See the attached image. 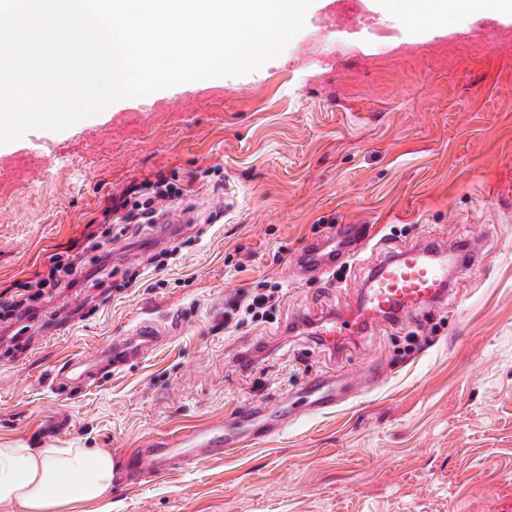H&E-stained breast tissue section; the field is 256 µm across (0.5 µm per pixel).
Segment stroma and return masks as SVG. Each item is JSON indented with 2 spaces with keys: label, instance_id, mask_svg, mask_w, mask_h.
Returning <instances> with one entry per match:
<instances>
[{
  "label": "stroma",
  "instance_id": "1",
  "mask_svg": "<svg viewBox=\"0 0 512 512\" xmlns=\"http://www.w3.org/2000/svg\"><path fill=\"white\" fill-rule=\"evenodd\" d=\"M394 40L297 34L241 77L115 102L62 133L0 145V290L42 270L146 179L184 188L173 222L113 234L109 277L43 304L19 344L0 332V443L99 448L116 463L153 436L283 401L313 373H353L334 410L164 479L112 486V512H512V19L411 29L360 0ZM494 27L496 46L475 31ZM339 224L366 226L339 272L296 262ZM430 241L464 249L443 304L360 336L342 354L293 332L350 310L371 266ZM278 287L274 319L224 324V302ZM152 319L144 359L79 390L73 355ZM262 345L252 370L242 352Z\"/></svg>",
  "mask_w": 512,
  "mask_h": 512
}]
</instances>
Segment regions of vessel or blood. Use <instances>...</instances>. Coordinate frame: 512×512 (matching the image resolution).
<instances>
[{
  "mask_svg": "<svg viewBox=\"0 0 512 512\" xmlns=\"http://www.w3.org/2000/svg\"><path fill=\"white\" fill-rule=\"evenodd\" d=\"M357 245L354 228L337 225L329 238L307 246L300 256V266L310 275L324 273L354 254ZM456 264L454 252L428 243L393 253L372 268L361 299L350 312L313 318L308 332L329 349L345 351L367 331L391 326L400 315L417 307L443 302L449 285L448 270ZM160 334L156 323L141 321L128 336L70 357L56 376L72 388L85 387L102 379L107 371H119L144 359L157 345ZM339 401L338 386L326 374L308 377L295 398L303 414L334 409ZM282 427L278 411L261 402H245L234 409L231 421L217 418L202 426L149 439L131 457L133 472L160 480L175 466L252 447Z\"/></svg>",
  "mask_w": 512,
  "mask_h": 512,
  "instance_id": "1",
  "label": "vessel or blood"
}]
</instances>
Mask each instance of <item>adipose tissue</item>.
Here are the masks:
<instances>
[{
	"label": "adipose tissue",
	"mask_w": 512,
	"mask_h": 512,
	"mask_svg": "<svg viewBox=\"0 0 512 512\" xmlns=\"http://www.w3.org/2000/svg\"><path fill=\"white\" fill-rule=\"evenodd\" d=\"M420 21L439 25L468 10L512 15V0H417ZM118 466L111 454L17 441L0 446V504L23 512H111Z\"/></svg>",
	"instance_id": "adipose-tissue-1"
}]
</instances>
